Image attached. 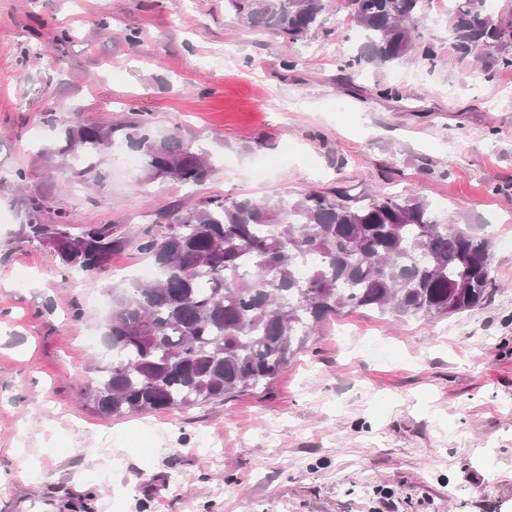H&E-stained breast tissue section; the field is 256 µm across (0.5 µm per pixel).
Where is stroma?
<instances>
[{
  "label": "stroma",
  "instance_id": "1",
  "mask_svg": "<svg viewBox=\"0 0 512 512\" xmlns=\"http://www.w3.org/2000/svg\"><path fill=\"white\" fill-rule=\"evenodd\" d=\"M344 3L292 42L224 0H0V512H512V69L461 56L440 0L418 29L434 64L343 68L363 42ZM140 112L151 137L176 127L209 152L203 186L129 167L120 143L87 173L61 154L54 115ZM337 187L474 227L495 290L460 315L329 318L268 385L224 401L114 418L85 403L99 324L152 263L140 232L206 196ZM31 196L46 221L134 234L66 281L21 231Z\"/></svg>",
  "mask_w": 512,
  "mask_h": 512
}]
</instances>
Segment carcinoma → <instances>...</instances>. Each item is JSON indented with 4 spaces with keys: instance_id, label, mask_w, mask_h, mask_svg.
<instances>
[{
    "instance_id": "obj_1",
    "label": "carcinoma",
    "mask_w": 512,
    "mask_h": 512,
    "mask_svg": "<svg viewBox=\"0 0 512 512\" xmlns=\"http://www.w3.org/2000/svg\"><path fill=\"white\" fill-rule=\"evenodd\" d=\"M251 28L296 40L320 25L327 0H225ZM422 0H347L364 39L362 62L383 67L418 40ZM450 32L457 51L512 68L507 33L487 0H455ZM62 153L93 160L120 134L157 178L201 186L213 171L208 154L174 129L152 139L140 118L102 128L70 118ZM32 198L29 238L69 271L94 273L125 243L118 224L79 229L64 217L49 224ZM140 250L160 277L138 282L112 302L102 339L112 359L85 390L96 413L172 410L267 385L332 316L367 308L396 317L473 310L493 288L485 237L437 223L426 202L376 193L309 190L276 202L203 197L180 206L164 230L143 234ZM251 265V275L240 276Z\"/></svg>"
}]
</instances>
